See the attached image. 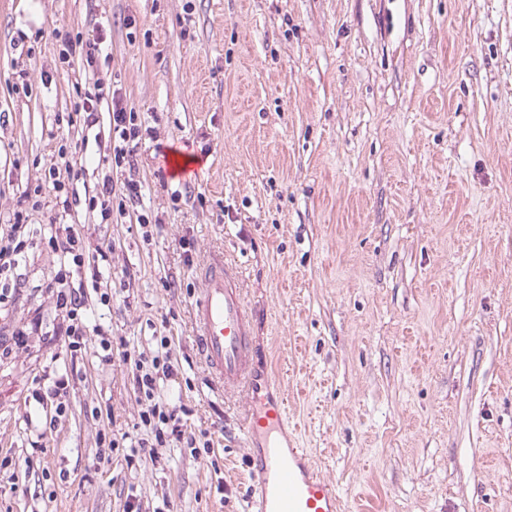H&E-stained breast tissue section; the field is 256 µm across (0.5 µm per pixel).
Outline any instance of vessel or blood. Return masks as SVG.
<instances>
[{"label":"vessel or blood","instance_id":"obj_1","mask_svg":"<svg viewBox=\"0 0 512 512\" xmlns=\"http://www.w3.org/2000/svg\"><path fill=\"white\" fill-rule=\"evenodd\" d=\"M163 163L176 179L188 181L202 160L184 166L168 153ZM196 275L200 287L191 315L199 353L223 391H241L248 398L237 421L250 450L254 489L248 512H342L335 487L288 429L287 401L270 370L269 349L255 334L260 312L245 295L237 265L218 251Z\"/></svg>","mask_w":512,"mask_h":512}]
</instances>
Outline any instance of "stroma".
Segmentation results:
<instances>
[{
	"instance_id": "obj_1",
	"label": "stroma",
	"mask_w": 512,
	"mask_h": 512,
	"mask_svg": "<svg viewBox=\"0 0 512 512\" xmlns=\"http://www.w3.org/2000/svg\"><path fill=\"white\" fill-rule=\"evenodd\" d=\"M34 2L32 21L0 0V218L49 167L82 168L62 221L109 255L82 277L98 331L71 357L45 289L63 259L42 231L53 192L30 211L0 325L36 314L42 331L0 354V512H245L246 399L213 385L190 317L218 249L344 512H512V0ZM96 25V77L148 130L142 206L106 218L87 203L110 172L109 116L67 126L84 63L62 64L52 35ZM172 145L207 155L178 202L159 174ZM163 336L179 370L164 395L213 446L134 461L147 432L132 374ZM55 378L65 412L49 432L35 393Z\"/></svg>"
}]
</instances>
